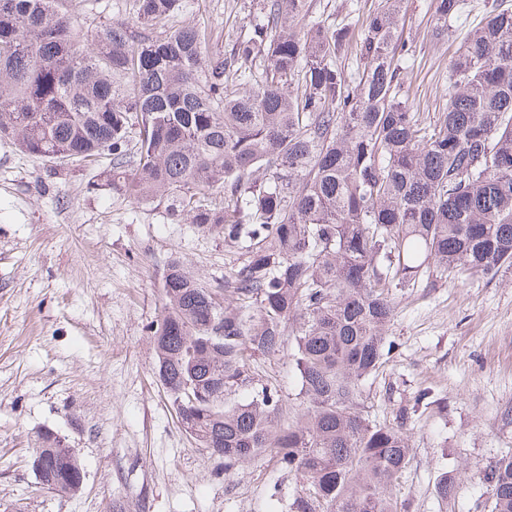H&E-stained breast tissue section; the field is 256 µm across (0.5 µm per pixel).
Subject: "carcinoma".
Listing matches in <instances>:
<instances>
[{
	"label": "carcinoma",
	"instance_id": "carcinoma-1",
	"mask_svg": "<svg viewBox=\"0 0 512 512\" xmlns=\"http://www.w3.org/2000/svg\"><path fill=\"white\" fill-rule=\"evenodd\" d=\"M61 2L0 0V139L50 162L107 154L112 193L245 248L222 294L176 260L164 274L150 332L185 432L226 471L274 456L300 482L292 512H397L409 438L363 414L360 386L388 354L394 289L512 269V4L455 51L448 104L425 115L403 93L404 0L340 23L261 0L226 51L205 22L177 24L183 0H133L160 31L137 39ZM431 7L442 42L464 3ZM288 323L305 408L284 426L270 391L232 395ZM37 441L38 480H83L59 438ZM483 479L491 512H512V455Z\"/></svg>",
	"mask_w": 512,
	"mask_h": 512
}]
</instances>
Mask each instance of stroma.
Listing matches in <instances>:
<instances>
[{
  "instance_id": "stroma-1",
  "label": "stroma",
  "mask_w": 512,
  "mask_h": 512,
  "mask_svg": "<svg viewBox=\"0 0 512 512\" xmlns=\"http://www.w3.org/2000/svg\"><path fill=\"white\" fill-rule=\"evenodd\" d=\"M132 0H64L96 31L131 19ZM433 42L430 0H405L399 32L415 60L404 88L415 111L448 101V61L492 0ZM252 0H184L181 24L206 19L231 40ZM109 158L52 164L0 139V512H289L299 486L267 456L233 470L182 428L156 371L150 327L162 311L170 260L213 289L239 248L163 209L114 195ZM387 362L360 386L370 420L405 414L409 463L395 491L408 512H485L482 471L512 452V270L494 279L435 278L399 289ZM247 400L268 388L289 421L302 408L287 352L249 361ZM431 392L434 404L421 403ZM50 428L81 462V490L62 496L31 469ZM449 472L454 496L441 501Z\"/></svg>"
}]
</instances>
